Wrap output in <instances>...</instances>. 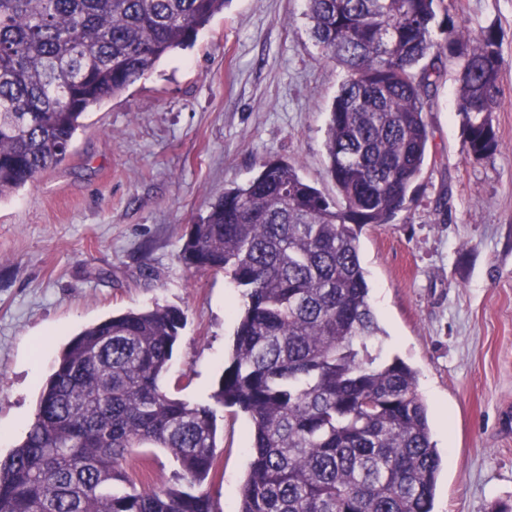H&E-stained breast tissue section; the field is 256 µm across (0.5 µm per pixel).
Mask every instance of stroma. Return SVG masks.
Returning a JSON list of instances; mask_svg holds the SVG:
<instances>
[{"instance_id": "obj_1", "label": "stroma", "mask_w": 512, "mask_h": 512, "mask_svg": "<svg viewBox=\"0 0 512 512\" xmlns=\"http://www.w3.org/2000/svg\"><path fill=\"white\" fill-rule=\"evenodd\" d=\"M305 11V0H226L191 46L91 106L61 164L0 199V458L33 422L62 347L130 309L184 311L166 382L210 402L243 300L224 275L178 261L189 225L268 158L337 194L326 139L342 70ZM450 15L498 33V148L467 156L445 67L422 175L359 248L384 330L369 351L416 369L443 456L434 512H493L512 505V0H452ZM250 444L248 418L218 411L219 468L204 489L220 512H238Z\"/></svg>"}]
</instances>
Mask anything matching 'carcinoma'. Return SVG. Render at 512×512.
Listing matches in <instances>:
<instances>
[{"mask_svg":"<svg viewBox=\"0 0 512 512\" xmlns=\"http://www.w3.org/2000/svg\"><path fill=\"white\" fill-rule=\"evenodd\" d=\"M444 0H306L325 55L344 70L327 127L340 200L266 159L190 225L178 259L222 273L244 303L211 404L164 385L183 311L128 310L62 349L24 439L0 458V512H218L190 487L215 469L217 409L251 424L238 512H433L441 455L415 370L378 363L383 333L359 236L389 223L422 174L425 110L457 68L466 154L498 147L502 55L494 28L446 16ZM225 0H0V198L61 162L88 108L123 94L191 45ZM136 448H164L189 488L146 489Z\"/></svg>","mask_w":512,"mask_h":512,"instance_id":"cac0c4a2","label":"carcinoma"}]
</instances>
